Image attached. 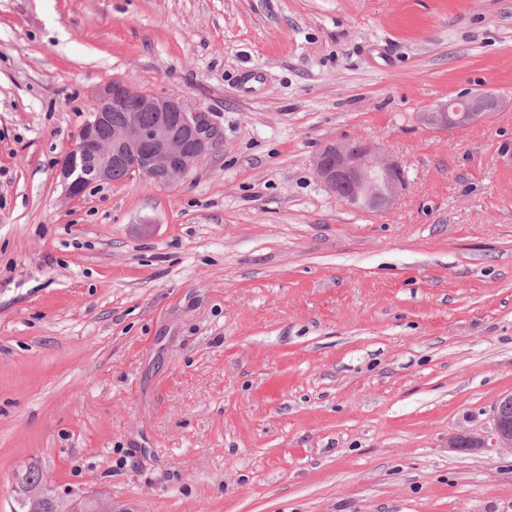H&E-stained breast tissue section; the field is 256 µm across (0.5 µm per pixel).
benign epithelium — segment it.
<instances>
[{
    "instance_id": "obj_1",
    "label": "benign epithelium",
    "mask_w": 512,
    "mask_h": 512,
    "mask_svg": "<svg viewBox=\"0 0 512 512\" xmlns=\"http://www.w3.org/2000/svg\"><path fill=\"white\" fill-rule=\"evenodd\" d=\"M502 104L503 99L492 92L470 91L418 113V121L424 127L451 132L488 119ZM114 112L126 113L125 120L112 123ZM139 112L157 114L152 128L141 127ZM215 136L206 113L191 109L181 97L114 81L96 93L90 118L65 151L58 175L71 198L85 190V179L74 173L86 157L93 160L95 182L112 181V167L124 166L157 185L169 186L199 165V149ZM314 169L326 190L359 210L388 212L408 187L403 165L366 140L326 145L315 156ZM490 419V431L457 432L448 438V448L512 452V392L497 398ZM14 488L31 500L50 501L53 512H114L112 502L102 497L61 495L27 471L15 475Z\"/></svg>"
}]
</instances>
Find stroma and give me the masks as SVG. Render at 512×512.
I'll use <instances>...</instances> for the list:
<instances>
[{
	"label": "stroma",
	"mask_w": 512,
	"mask_h": 512,
	"mask_svg": "<svg viewBox=\"0 0 512 512\" xmlns=\"http://www.w3.org/2000/svg\"><path fill=\"white\" fill-rule=\"evenodd\" d=\"M115 80L220 137L68 198ZM360 139L405 165L392 211L315 174ZM508 143L512 0H0V512L33 462L123 512H512V454L448 448L512 392ZM502 104L503 99L492 92L470 91L418 113V121L424 127L451 132L488 119Z\"/></svg>",
	"instance_id": "1"
}]
</instances>
